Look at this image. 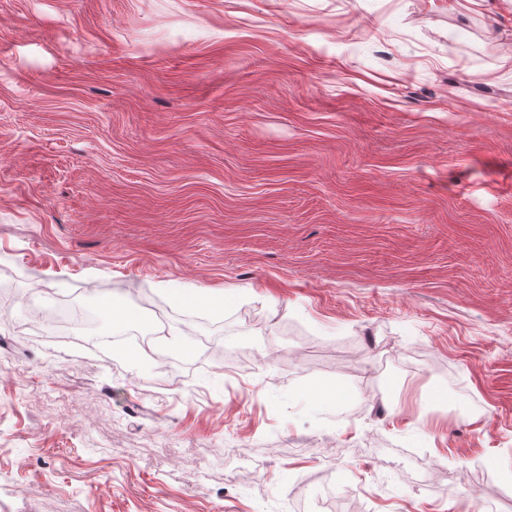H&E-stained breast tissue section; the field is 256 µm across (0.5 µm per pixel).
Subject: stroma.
<instances>
[{"label": "stroma", "mask_w": 512, "mask_h": 512, "mask_svg": "<svg viewBox=\"0 0 512 512\" xmlns=\"http://www.w3.org/2000/svg\"><path fill=\"white\" fill-rule=\"evenodd\" d=\"M0 286L10 512H512V0H0ZM170 295L175 302H196L211 311H218L224 307L223 296L222 298H217L200 289L191 297H188L182 289H170ZM308 394L316 404L332 406L343 404L350 398L349 389L341 386L312 389Z\"/></svg>", "instance_id": "35a3bbf8"}]
</instances>
